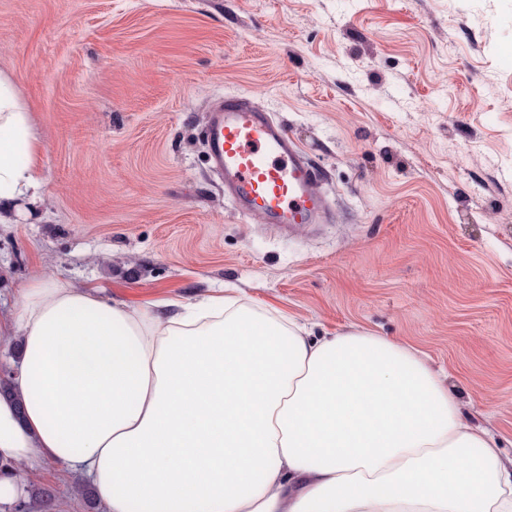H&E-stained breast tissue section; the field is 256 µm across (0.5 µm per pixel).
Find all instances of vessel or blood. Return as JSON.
I'll return each mask as SVG.
<instances>
[{
  "label": "vessel or blood",
  "instance_id": "1",
  "mask_svg": "<svg viewBox=\"0 0 512 512\" xmlns=\"http://www.w3.org/2000/svg\"><path fill=\"white\" fill-rule=\"evenodd\" d=\"M202 139L225 197L248 222L277 233L327 223L318 168L282 123L245 96H225L211 108Z\"/></svg>",
  "mask_w": 512,
  "mask_h": 512
}]
</instances>
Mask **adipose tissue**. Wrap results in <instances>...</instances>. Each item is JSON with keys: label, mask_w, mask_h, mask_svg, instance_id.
Masks as SVG:
<instances>
[{"label": "adipose tissue", "mask_w": 512, "mask_h": 512, "mask_svg": "<svg viewBox=\"0 0 512 512\" xmlns=\"http://www.w3.org/2000/svg\"><path fill=\"white\" fill-rule=\"evenodd\" d=\"M42 146L0 74V203L38 200ZM0 512L28 474L80 475L104 512H512V459L418 349L311 336L238 298L134 307L41 278L0 316Z\"/></svg>", "instance_id": "1"}]
</instances>
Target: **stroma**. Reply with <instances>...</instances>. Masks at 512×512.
I'll use <instances>...</instances> for the list:
<instances>
[{
	"instance_id": "obj_1",
	"label": "stroma",
	"mask_w": 512,
	"mask_h": 512,
	"mask_svg": "<svg viewBox=\"0 0 512 512\" xmlns=\"http://www.w3.org/2000/svg\"><path fill=\"white\" fill-rule=\"evenodd\" d=\"M44 193L0 224V312L45 276L138 306L234 294L414 346L512 458V0H0ZM246 95L332 220L246 223L202 145Z\"/></svg>"
}]
</instances>
